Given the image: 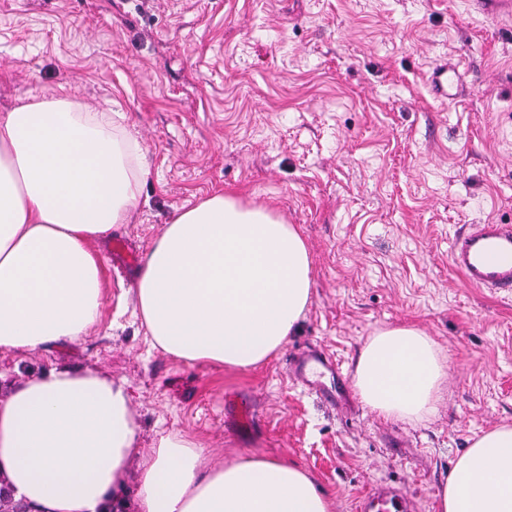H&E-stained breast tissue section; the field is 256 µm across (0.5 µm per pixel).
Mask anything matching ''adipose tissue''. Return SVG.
<instances>
[{"label":"adipose tissue","mask_w":512,"mask_h":512,"mask_svg":"<svg viewBox=\"0 0 512 512\" xmlns=\"http://www.w3.org/2000/svg\"><path fill=\"white\" fill-rule=\"evenodd\" d=\"M141 147L67 95L0 115V350L83 338L99 318L103 270L91 241L126 223L148 175ZM308 245L266 208L223 194L182 207L141 264L137 308L153 346L187 363L247 369L287 343L311 300ZM445 377L433 341L378 330L354 387L384 417L430 413ZM125 384L55 369L0 397V474L28 512H116L140 458L136 512H333L298 463L208 462L179 432L142 452ZM439 512H512V426L475 437Z\"/></svg>","instance_id":"ef3b65f1"}]
</instances>
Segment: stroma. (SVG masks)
I'll use <instances>...</instances> for the list:
<instances>
[{
	"mask_svg": "<svg viewBox=\"0 0 512 512\" xmlns=\"http://www.w3.org/2000/svg\"><path fill=\"white\" fill-rule=\"evenodd\" d=\"M455 64L463 91L432 96ZM66 88L120 112L149 175L115 229L144 258L177 211L231 192L302 232L312 297L289 347L319 345L345 377L373 334L413 326L446 365L418 421L344 408L294 385L285 353L247 369L189 364L150 343L136 268L92 242L101 314L75 344L0 351V395L69 367L126 383L139 446L160 431L211 461L294 460L334 512L402 488L438 512L475 435L512 425V294L470 287L448 250L473 224L512 225V16L472 0H0V115ZM248 402L251 427L237 419ZM429 80L432 94L441 103L447 104L456 99L461 81L455 65L437 62L431 68Z\"/></svg>",
	"mask_w": 512,
	"mask_h": 512,
	"instance_id": "stroma-1",
	"label": "stroma"
}]
</instances>
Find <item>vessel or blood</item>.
<instances>
[{"label":"vessel or blood","mask_w":512,"mask_h":512,"mask_svg":"<svg viewBox=\"0 0 512 512\" xmlns=\"http://www.w3.org/2000/svg\"><path fill=\"white\" fill-rule=\"evenodd\" d=\"M430 88L441 103L454 101L461 84L455 65L436 63L430 71ZM449 266L475 288L512 292V225L475 224L458 235L448 251ZM290 377L308 388L330 407L341 406L347 391L340 368L324 349L303 347L288 357ZM382 502L395 512H411L409 501L393 488H380L367 497Z\"/></svg>","instance_id":"b4317fda"}]
</instances>
